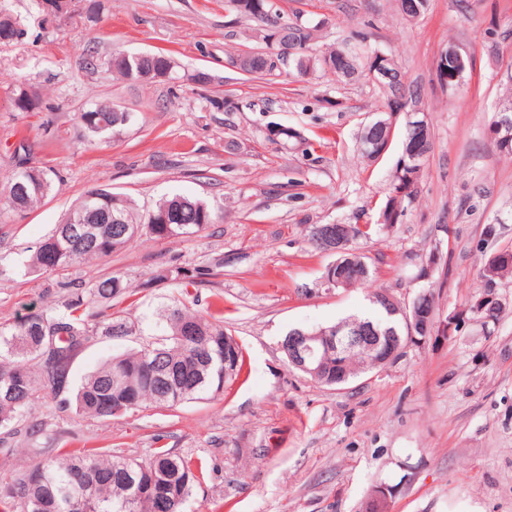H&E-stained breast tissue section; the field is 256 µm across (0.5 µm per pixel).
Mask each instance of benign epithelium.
<instances>
[{
  "mask_svg": "<svg viewBox=\"0 0 512 512\" xmlns=\"http://www.w3.org/2000/svg\"><path fill=\"white\" fill-rule=\"evenodd\" d=\"M43 6L49 15H58L72 11L75 8V0H45ZM467 60L468 57L452 46L442 50L435 60V70L441 82L446 86L460 83ZM366 68L372 79L380 85L385 81L393 80L399 73L394 57L381 51H376L369 57ZM400 119L403 120L405 127L416 130L421 133V136L413 142L403 143L399 163L403 168H420L429 154L430 124L427 113L405 98L393 101L386 110V116L371 121L363 128L360 146L369 153L384 154L385 148L376 138L375 131L383 126L393 127ZM488 132L497 146L512 148L511 121L503 118L489 127ZM323 232L330 242L328 253L338 255V259L327 267L322 277V284L330 289L342 288L348 277L347 263L352 260V255L355 253L352 241L344 238L341 226L338 224L323 226ZM374 301L382 304L389 315L403 316L409 328L421 332L426 339L433 336L436 338L451 336L460 329L466 316L469 315L476 320L483 311V307L478 304L470 305L440 318L436 312L427 313L421 307L412 310L410 305L397 302L386 292L380 293ZM387 345L390 346V352L385 359L387 363L393 361L405 349L399 336L384 338L371 326L365 325L353 331L349 326L339 323L333 328L315 329L295 337L292 349L288 350V363L293 368L326 384L333 381V376L324 372L326 356L335 355L336 366L340 367L343 365V359L353 349L359 348L374 354ZM389 497L388 487L379 486L373 489L365 502V512H389Z\"/></svg>",
  "mask_w": 512,
  "mask_h": 512,
  "instance_id": "1",
  "label": "benign epithelium"
}]
</instances>
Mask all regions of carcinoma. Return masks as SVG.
Instances as JSON below:
<instances>
[{
    "instance_id": "obj_1",
    "label": "carcinoma",
    "mask_w": 512,
    "mask_h": 512,
    "mask_svg": "<svg viewBox=\"0 0 512 512\" xmlns=\"http://www.w3.org/2000/svg\"><path fill=\"white\" fill-rule=\"evenodd\" d=\"M237 14L260 24L263 40L275 38L277 49L287 46L292 52L284 56L272 52H252L229 57V62L242 72L264 75L274 70L276 62L293 61L300 75L320 72L324 75L348 77L356 70L357 59L341 49L311 59L309 50L318 25L299 20L288 22L281 9L267 7L266 0H231ZM112 71L120 76L140 80L145 74L156 79L172 73L175 61L164 53L116 55L108 60ZM94 120L85 128L93 137L104 136L126 126L131 115L117 112L109 105L85 111ZM54 171L16 164L4 186L6 216L15 206L29 208L47 196L54 187ZM407 172L396 168L390 193L381 214V225L391 228L405 216L415 200L413 189L403 197L394 193L405 183ZM84 211L86 223L92 225L91 236L84 243L65 242L51 233L42 239L28 259L23 261L25 273H60L75 264L112 255L117 248L112 237L118 227L132 226L137 235L127 234L120 243L128 244L137 236L154 240L189 236L213 223L214 213L203 200L176 194L162 199L151 214L140 215L134 204L104 188L88 191L75 211ZM372 263L358 254L350 270L354 288L367 282ZM207 272L177 267L155 276L157 280L172 278L184 287L204 282ZM482 283L481 296L492 294L502 280L512 276V263L492 264L484 261L477 271ZM131 293L122 276L111 274L94 282L87 292L76 297L63 309L38 308L11 324L0 325V428L19 421L45 395L72 407L82 416L110 419L114 409L125 412L154 406L173 408L203 400L221 392L220 373L224 371V343L236 346L237 364L227 380L238 379L245 359L238 342L224 329L221 321L188 309L172 308L159 326L158 337L128 351L115 354L97 370L83 378L72 389L68 368L75 352L93 339H119L129 334L133 322L125 312L112 310V300ZM97 309L90 310L84 295ZM360 323H372L382 332L394 331L407 336L405 325L386 315L358 317ZM198 328V335L183 336V324ZM377 355L355 350L342 367L348 379L375 369ZM198 463L161 446L145 459L112 454L108 448H84L60 462L50 457L33 466L14 483L0 489V512H184L192 494Z\"/></svg>"
}]
</instances>
